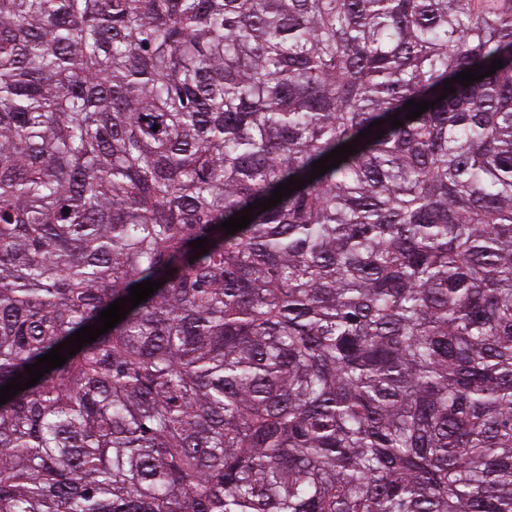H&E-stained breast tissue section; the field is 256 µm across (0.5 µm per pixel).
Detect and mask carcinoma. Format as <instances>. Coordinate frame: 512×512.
<instances>
[{
    "label": "carcinoma",
    "instance_id": "obj_1",
    "mask_svg": "<svg viewBox=\"0 0 512 512\" xmlns=\"http://www.w3.org/2000/svg\"><path fill=\"white\" fill-rule=\"evenodd\" d=\"M149 278L0 512H512V0H0V386Z\"/></svg>",
    "mask_w": 512,
    "mask_h": 512
}]
</instances>
